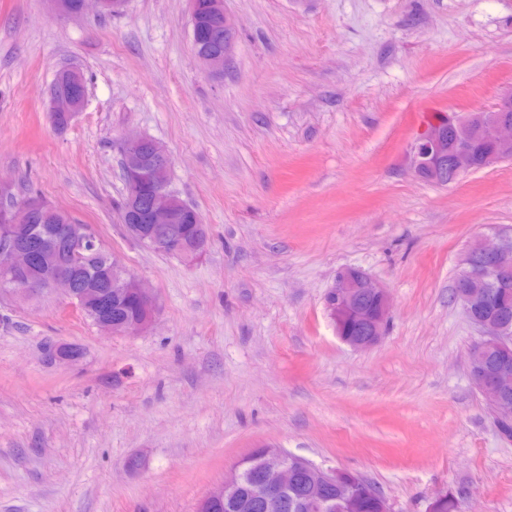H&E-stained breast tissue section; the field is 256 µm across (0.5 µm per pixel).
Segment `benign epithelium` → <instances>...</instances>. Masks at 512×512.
<instances>
[{"instance_id":"obj_1","label":"benign epithelium","mask_w":512,"mask_h":512,"mask_svg":"<svg viewBox=\"0 0 512 512\" xmlns=\"http://www.w3.org/2000/svg\"><path fill=\"white\" fill-rule=\"evenodd\" d=\"M52 14L72 17L86 13L88 4L94 3L101 13L114 14L124 11L126 0H82L77 13L68 9L66 0H46ZM208 8L214 16L216 47L195 51L202 66L213 75L224 73V65L234 53L236 28L234 21L224 12V0H209ZM72 83L77 91H49V112L63 113L69 118L82 111L86 95L84 79L80 72H73ZM480 132L492 143V151L481 159L473 156L470 144L473 134ZM152 143V153H142L147 143ZM126 159L127 178L134 184L147 176L157 182H168L172 160L166 147L146 135H130L122 144ZM512 159V88L501 93L489 109H476L464 113H443L427 123L411 145L406 156L407 167L417 179L448 186L470 171L489 168ZM39 203L29 200L0 212V278L13 284L12 293L21 299L37 295L41 286L65 298L78 313L85 309L84 299L91 295L98 301L99 316L93 321L98 328L110 333L135 335L152 326L157 311V298L135 276L116 284L112 290L98 292L81 288L78 283L83 254L95 250L96 230L89 224H75L73 217L59 212L61 223L51 231H44L31 224ZM140 222L124 225L128 236L156 242L155 232L164 236V244H175L181 230L174 224L172 202L161 187L139 211ZM206 227L197 229L193 247L180 251L182 259L191 262L208 244ZM53 252L66 254V259L46 271L47 279L40 283L30 279V273L47 261ZM512 229L499 228L474 240L471 254L461 258L460 276L455 283V299L463 307L469 322L478 336L468 349L469 376L490 409L495 428L506 441L512 442V331L500 319L480 316L474 305L482 297L480 288L472 284L496 275L498 284L512 282ZM132 293L139 303V314L126 322H114L110 315L113 300ZM327 307L336 313V334L355 350H366L377 345L385 333L392 308L389 292L378 281L355 267L337 271L333 287L326 296ZM259 461L260 493L255 501L259 512H288V488L301 476H306L309 486L307 508L313 512H331L335 500L341 502V512H353L358 497L353 487L367 488L369 484L359 475L346 470L324 467L309 459L295 455L283 448L264 447L248 463ZM248 470L237 466L224 479V484L202 500L198 512H208L225 501L240 497ZM336 488L338 498L328 497L325 489Z\"/></svg>"}]
</instances>
